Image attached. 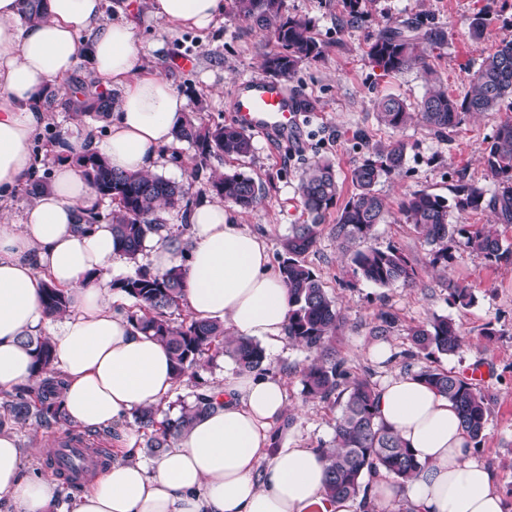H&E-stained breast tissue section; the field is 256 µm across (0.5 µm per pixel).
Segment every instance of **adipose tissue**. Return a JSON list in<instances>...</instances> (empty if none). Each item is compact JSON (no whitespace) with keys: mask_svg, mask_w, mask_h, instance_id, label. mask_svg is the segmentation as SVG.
<instances>
[{"mask_svg":"<svg viewBox=\"0 0 512 512\" xmlns=\"http://www.w3.org/2000/svg\"><path fill=\"white\" fill-rule=\"evenodd\" d=\"M153 16L207 29L223 0H148ZM19 0H0V391L36 384L23 336L50 330L54 364L64 380L70 422L97 430L121 424L140 407L166 399L172 363L158 341L134 332L111 308L109 274L119 258L112 227L80 232L95 195L75 161L95 152L118 171L150 174L176 146L187 100L161 75L141 70L133 26L106 21L101 0H45V17L23 22ZM87 59L99 85L123 86L108 134L77 129L57 149L51 187L19 215L4 205L31 171V147L46 124L43 91L65 96L62 79ZM189 235L156 236L152 273L184 268L185 302L199 319L222 322L236 337L269 343L285 336L288 289L262 240L217 200L193 207ZM68 289L58 328L41 305L44 285ZM218 405L176 437L153 467L113 462L69 512H362L405 502L409 512H504L491 473L473 456L455 409L411 375L389 377L377 390V413L422 464L404 483L380 474L367 497L328 501L325 462L313 449L270 451L271 432L288 409L272 375L238 373L212 387ZM55 483L25 475L16 435L0 429V498L14 512H48Z\"/></svg>","mask_w":512,"mask_h":512,"instance_id":"ef3b65f1","label":"adipose tissue"}]
</instances>
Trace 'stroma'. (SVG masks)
<instances>
[{"label": "stroma", "mask_w": 512, "mask_h": 512, "mask_svg": "<svg viewBox=\"0 0 512 512\" xmlns=\"http://www.w3.org/2000/svg\"><path fill=\"white\" fill-rule=\"evenodd\" d=\"M126 17L134 25L144 70L165 77L180 93L206 99L208 107L200 113L201 122L229 125L233 88L243 81L263 76L262 60L274 50V41L250 28L229 13H222L205 32L173 30L148 13L146 0H125ZM289 14L311 21L316 37L325 44L324 55L303 64L288 80L292 93L304 94L317 102L316 111L307 113L298 138L253 134V151L242 159L212 158L200 173L191 170V149L179 144L160 168V175L189 185L193 203L204 199L203 191L213 172L245 171L263 183L266 194L249 211L241 212L246 228L266 245L270 259H277L281 241L304 215L297 194L303 169L320 158L331 159L340 184L338 204H345L354 190L350 171L368 148L384 146L394 133L378 119L375 103L396 95L407 103H417L430 81L447 87L450 95L462 97L468 90L483 59L495 51L502 40H512V0H375L365 22L348 27L340 21L338 0H285ZM484 13L482 35L471 38L467 25L477 13ZM419 19L443 26L448 43L427 51L431 73L413 67L397 74H384L365 54L370 34L389 23ZM50 117L32 148L33 177L51 180L52 161L44 150L47 140L67 138L74 126L105 136V122L89 116L77 117L61 104L49 108ZM512 120V109L464 116L461 124L439 137L420 121H412L402 132L409 142L403 169L382 180L377 189L389 207L387 221L377 225L370 246L384 249L396 246L409 257L417 270L414 285L379 287L363 280L354 271L351 254L341 248L332 233L335 211H328L321 225L316 246L306 260L320 275L343 317L330 340L337 355L344 358L353 373L379 385L389 376L413 374L428 365L425 353L415 352L411 332L436 316H447L460 323L463 344L453 356L439 357V365L466 372L473 365L486 368L480 388L491 398L485 438L476 455L488 470L502 494L504 512H512V265L496 266L472 252L464 237H457L454 258L447 273L429 265V248L413 225L404 223L399 207L405 195L425 190L450 198L459 178L490 186L481 155L497 126ZM467 284L474 295L465 309L453 305L449 282ZM396 317L393 328L384 336L373 332L380 311ZM495 330L487 338L486 330ZM312 351L283 340L268 351L267 362L284 381L288 399L290 427L280 430L282 448H318L330 443L341 414L340 405L306 397L301 384V369L313 359ZM234 361L226 355L204 358L172 396L160 405V417L177 418L183 407L191 405L196 385L221 384L225 375L236 372ZM73 429L61 422L52 427L35 421L14 425L25 472L51 478L44 460L55 444Z\"/></svg>", "instance_id": "35a3bbf8"}]
</instances>
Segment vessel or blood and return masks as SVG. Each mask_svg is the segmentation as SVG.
<instances>
[{"instance_id": "b4317fda", "label": "vessel or blood", "mask_w": 512, "mask_h": 512, "mask_svg": "<svg viewBox=\"0 0 512 512\" xmlns=\"http://www.w3.org/2000/svg\"><path fill=\"white\" fill-rule=\"evenodd\" d=\"M235 121L245 130L263 134L287 135L299 130L297 111L285 83L267 77L254 78L239 85L234 100ZM61 464L80 463L90 469L95 458L84 445L73 443L59 451Z\"/></svg>"}]
</instances>
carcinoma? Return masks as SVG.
<instances>
[{
  "label": "carcinoma",
  "instance_id": "cac0c4a2",
  "mask_svg": "<svg viewBox=\"0 0 512 512\" xmlns=\"http://www.w3.org/2000/svg\"><path fill=\"white\" fill-rule=\"evenodd\" d=\"M228 2L235 17L274 40L276 50L263 57L262 66L267 73L289 79L302 64L322 57L324 45L314 36L311 22L287 14L284 0ZM338 2L348 26L360 25L368 14L370 0ZM44 15V0H23V21H39ZM446 42V31L435 23L425 28L420 24L388 25L368 40L366 55L384 73L396 74L414 66L426 67V47L440 48ZM76 90L77 94L66 102L76 114L102 118L112 110L114 93L87 91L81 85ZM509 97L512 98V40H504L483 60L463 97L449 95L448 88L434 81L413 106L398 96L388 95L377 101L376 109L380 122L394 131L404 129L417 113L424 127L443 136L461 122L463 115L496 112ZM177 138L193 149L195 173L213 157L237 158L252 151L251 136L244 130L235 125L208 126L193 115L185 118ZM407 152L408 143L397 138L372 149L354 166L351 182L355 192L338 210L336 224L332 226L342 245L367 242L376 226L387 220L389 211L376 185L403 167ZM483 162L495 186L493 193L462 179L453 188L450 201L418 190L406 195L400 204L404 222L413 225L431 246L429 264L438 271H448L453 260L452 244L458 236L466 238L468 247L488 263L512 265V247L502 243L494 226L470 231L454 220L456 216L489 209L496 223L512 224L511 120L500 124L485 148ZM76 164L96 196L109 201L114 246L130 261H136L145 241L165 227L161 212L179 208L185 214L190 208L182 183L158 175L118 172L97 153L78 158ZM208 191L242 210H250L265 188L253 176L233 172L212 176ZM298 195L307 221L292 225L291 232L282 240L279 273L289 293L288 338L318 353V358L301 371L303 392L323 402L341 403L331 444L317 448L326 463L325 495L331 501L365 492L367 474L384 471L405 482L421 469V464L398 434L378 419L375 385L365 377L353 375L345 360L336 357V351L329 345L342 317L321 278L306 262V255L316 246L322 218L339 195L333 163L321 160L309 165L301 174ZM351 261L356 273L380 287L411 284L416 275L409 259L396 246L357 249ZM183 277L180 266L157 276L147 266L139 265L133 274L110 284L134 300L126 312L133 331L153 337L168 350L175 382H181L213 351L231 357L241 372L268 373L267 356L257 340L231 336L218 321L192 317L178 323L172 319L173 313L184 305ZM448 290L454 305L464 309L472 305L474 296L466 285L453 281ZM69 304L66 290L45 288L43 305L49 315H62ZM411 340L429 358L437 354L451 356L460 349L461 326L447 316H436L428 325L412 330ZM23 343L32 354L34 372L39 376L48 372L56 358L51 339L27 335ZM415 376L448 399L473 447H480L490 414L488 395L472 379L439 365L424 366ZM62 385L61 380L45 379L36 392L20 387L6 393V399L0 403V426L6 421L23 424L32 418L47 426L63 421ZM213 408L212 397L201 389L194 394L193 404L182 408L176 419L157 420V409L153 406L138 409L135 419L140 428L150 432V447L160 453L169 447L171 438Z\"/></svg>",
  "mask_w": 512,
  "mask_h": 512
}]
</instances>
